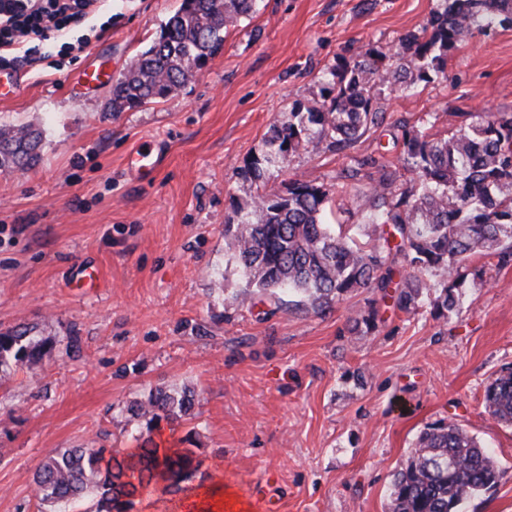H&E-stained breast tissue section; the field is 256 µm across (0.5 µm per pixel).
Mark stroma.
Returning <instances> with one entry per match:
<instances>
[{
	"instance_id": "obj_1",
	"label": "stroma",
	"mask_w": 512,
	"mask_h": 512,
	"mask_svg": "<svg viewBox=\"0 0 512 512\" xmlns=\"http://www.w3.org/2000/svg\"><path fill=\"white\" fill-rule=\"evenodd\" d=\"M181 0H107L74 27L82 52L53 68L25 66L0 126L43 132L39 161L0 171V331L34 328L50 356L0 387V512H37L33 477L58 449L133 451L144 424L127 405L158 386L195 390L190 417L155 441L191 438L203 479L155 491L134 512H225L231 496L260 512H389L393 478L418 434L453 420L493 451L503 477L465 512H512V427L485 408L486 386L512 367V264L476 255L447 319L429 308L386 311L371 335L347 320L368 295L324 314L274 298L236 301L238 271L224 226L254 194L245 174L271 125L293 103L320 101L324 72L364 47L393 54L442 0H263L230 29L217 56L169 97L111 111L110 84L85 89L97 63L120 75ZM376 106L384 124L350 149L308 147L278 176L336 183L333 223L357 224L372 194L357 160L396 161L398 125L512 112V29L475 33L445 75L398 85ZM154 148L151 176L128 157ZM78 346H70V337Z\"/></svg>"
}]
</instances>
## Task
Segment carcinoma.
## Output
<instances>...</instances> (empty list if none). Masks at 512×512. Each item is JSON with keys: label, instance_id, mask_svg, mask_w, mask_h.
Listing matches in <instances>:
<instances>
[{"label": "carcinoma", "instance_id": "carcinoma-1", "mask_svg": "<svg viewBox=\"0 0 512 512\" xmlns=\"http://www.w3.org/2000/svg\"><path fill=\"white\" fill-rule=\"evenodd\" d=\"M262 0H182L160 26L158 38L112 81L111 108L164 99L193 78L224 44L228 28L258 13ZM494 24L512 27V0H444V9L420 34L404 39L398 62L367 47L358 60L342 61L322 77L321 102L295 105L288 121L274 124L265 149L247 163L255 181L282 170L288 157L323 141L343 150L385 115L377 96L400 83L428 82L445 74L448 53ZM400 169L410 186L396 192L398 170L376 157L358 162L377 177L362 224L333 227L323 220L335 184L290 181L237 204L224 225V240L241 272L236 297H277L288 309L322 314L352 293L375 298L348 318L351 334L367 335L383 323L380 304L405 313L429 306L440 320L459 305L466 263L474 255L512 263V113L490 109L451 135L402 126ZM42 132L30 125L0 129V170L24 171L39 155ZM288 299H283V296ZM24 327L0 331V385L51 354L45 341ZM485 407L512 426V368L485 389ZM194 392L156 387L130 405L146 422L133 436L137 448L119 459L110 448H66L47 455L34 477L37 512H70L88 500L92 512H131L134 498L156 485L167 490L194 481L202 462L192 448L156 443L161 421L190 414ZM502 477L493 452L454 422L440 421L418 435L390 493L391 512H462L464 505L495 487Z\"/></svg>", "mask_w": 512, "mask_h": 512}]
</instances>
